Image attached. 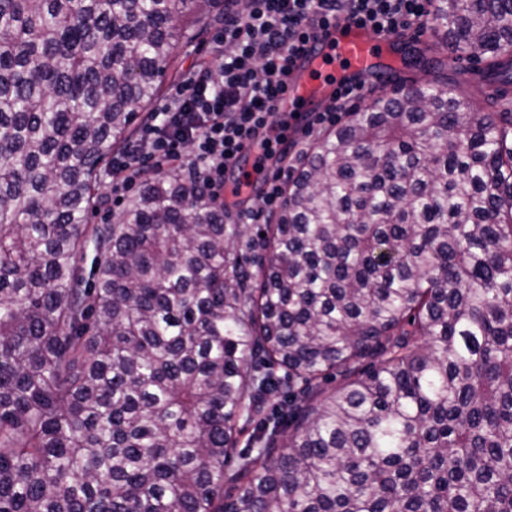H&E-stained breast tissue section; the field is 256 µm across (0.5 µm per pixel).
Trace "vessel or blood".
Here are the masks:
<instances>
[{"mask_svg": "<svg viewBox=\"0 0 512 512\" xmlns=\"http://www.w3.org/2000/svg\"><path fill=\"white\" fill-rule=\"evenodd\" d=\"M398 41V36L377 34L347 20L320 30L296 59L288 86L276 101L277 116L288 117L291 133L302 132L341 85L385 79L379 66L382 53Z\"/></svg>", "mask_w": 512, "mask_h": 512, "instance_id": "obj_1", "label": "vessel or blood"}]
</instances>
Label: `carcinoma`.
I'll list each match as a JSON object with an SVG mask.
<instances>
[{"mask_svg":"<svg viewBox=\"0 0 512 512\" xmlns=\"http://www.w3.org/2000/svg\"><path fill=\"white\" fill-rule=\"evenodd\" d=\"M198 2L0 0V512H512V0L266 223L170 168L88 230ZM446 50L444 47L441 48L440 52H426L424 60L412 62L405 61L401 54V61L399 70L394 72L397 78L407 79V80H426V79H435V78H445L448 77V85L455 88L458 92L471 96L473 98H478V82H471L466 78V73L474 67H482V64H476L473 62H469L467 60H457V65L455 67H450L446 65L438 72L424 70V61L425 59L440 57L441 59L446 58ZM470 78L473 80H477L480 76L479 69H472L469 72Z\"/></svg>","mask_w":512,"mask_h":512,"instance_id":"1","label":"carcinoma"}]
</instances>
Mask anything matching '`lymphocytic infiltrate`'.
Listing matches in <instances>:
<instances>
[{
  "label": "lymphocytic infiltrate",
  "instance_id": "lymphocytic-infiltrate-1",
  "mask_svg": "<svg viewBox=\"0 0 512 512\" xmlns=\"http://www.w3.org/2000/svg\"><path fill=\"white\" fill-rule=\"evenodd\" d=\"M434 0H224L213 37L214 64L194 66L170 101L151 112L138 138L112 159V194L146 171L185 161L205 190L224 198V174L251 143L272 153L274 102L297 56L318 30L349 19L376 33H404L432 13Z\"/></svg>",
  "mask_w": 512,
  "mask_h": 512
}]
</instances>
